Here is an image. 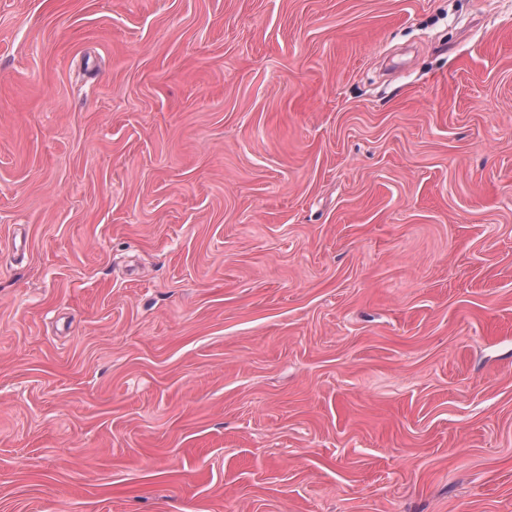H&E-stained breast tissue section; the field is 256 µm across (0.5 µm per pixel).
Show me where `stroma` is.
Wrapping results in <instances>:
<instances>
[{
    "label": "stroma",
    "instance_id": "stroma-1",
    "mask_svg": "<svg viewBox=\"0 0 512 512\" xmlns=\"http://www.w3.org/2000/svg\"><path fill=\"white\" fill-rule=\"evenodd\" d=\"M0 512H512V0H0Z\"/></svg>",
    "mask_w": 512,
    "mask_h": 512
}]
</instances>
